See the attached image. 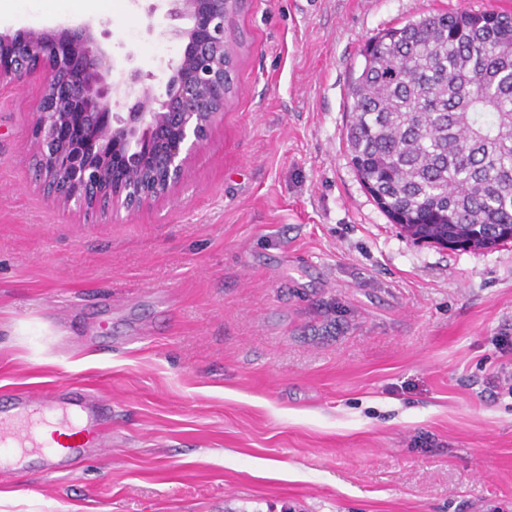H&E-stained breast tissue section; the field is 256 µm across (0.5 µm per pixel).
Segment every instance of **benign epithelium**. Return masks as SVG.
<instances>
[{
	"mask_svg": "<svg viewBox=\"0 0 512 512\" xmlns=\"http://www.w3.org/2000/svg\"><path fill=\"white\" fill-rule=\"evenodd\" d=\"M163 34L183 45L169 65L165 98L150 94L140 71L112 81L108 33L90 22L0 31L11 51L0 83L44 79L31 130L44 191L85 214L131 212L169 197L194 153L224 119V68L236 61L227 26L246 0H167Z\"/></svg>",
	"mask_w": 512,
	"mask_h": 512,
	"instance_id": "1",
	"label": "benign epithelium"
}]
</instances>
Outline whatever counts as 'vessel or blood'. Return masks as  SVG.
<instances>
[{"label":"vessel or blood","instance_id":"obj_1","mask_svg":"<svg viewBox=\"0 0 512 512\" xmlns=\"http://www.w3.org/2000/svg\"><path fill=\"white\" fill-rule=\"evenodd\" d=\"M112 418L106 399L74 388L18 396L0 405V475L31 453L69 456L95 443Z\"/></svg>","mask_w":512,"mask_h":512}]
</instances>
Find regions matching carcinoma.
I'll return each instance as SVG.
<instances>
[{"label": "carcinoma", "mask_w": 512, "mask_h": 512, "mask_svg": "<svg viewBox=\"0 0 512 512\" xmlns=\"http://www.w3.org/2000/svg\"><path fill=\"white\" fill-rule=\"evenodd\" d=\"M362 56L346 139L377 206L445 248L512 240V14L423 16Z\"/></svg>", "instance_id": "1"}]
</instances>
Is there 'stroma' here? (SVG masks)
<instances>
[{"instance_id": "obj_1", "label": "stroma", "mask_w": 512, "mask_h": 512, "mask_svg": "<svg viewBox=\"0 0 512 512\" xmlns=\"http://www.w3.org/2000/svg\"><path fill=\"white\" fill-rule=\"evenodd\" d=\"M155 0H57L165 91ZM512 0H249L236 94L170 200L87 222L40 187V79L0 86V400L112 399L106 449L0 480L43 512H512V242L407 237L364 190L348 88L380 29ZM134 59H127V52ZM284 470L262 477L260 462Z\"/></svg>"}]
</instances>
